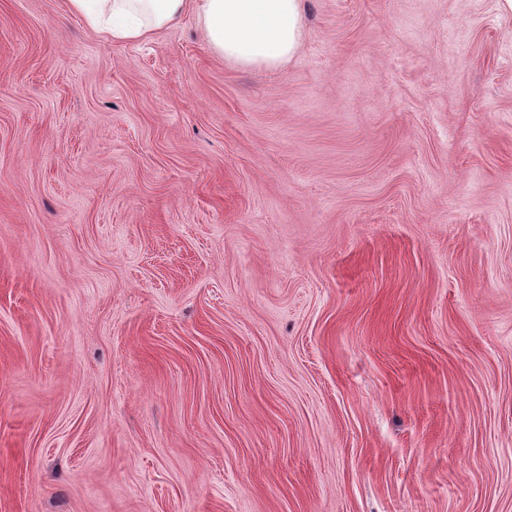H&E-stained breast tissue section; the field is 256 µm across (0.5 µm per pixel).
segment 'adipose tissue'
Segmentation results:
<instances>
[{"instance_id": "1", "label": "adipose tissue", "mask_w": 512, "mask_h": 512, "mask_svg": "<svg viewBox=\"0 0 512 512\" xmlns=\"http://www.w3.org/2000/svg\"><path fill=\"white\" fill-rule=\"evenodd\" d=\"M105 38L147 41L193 14L208 49L245 69L284 68L302 48L303 0H69Z\"/></svg>"}]
</instances>
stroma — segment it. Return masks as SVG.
<instances>
[{
  "mask_svg": "<svg viewBox=\"0 0 512 512\" xmlns=\"http://www.w3.org/2000/svg\"><path fill=\"white\" fill-rule=\"evenodd\" d=\"M0 512H512L502 0H0ZM105 38L141 43L193 14L208 49L245 69L284 68L302 48L303 0H69Z\"/></svg>",
  "mask_w": 512,
  "mask_h": 512,
  "instance_id": "obj_1",
  "label": "stroma"
}]
</instances>
